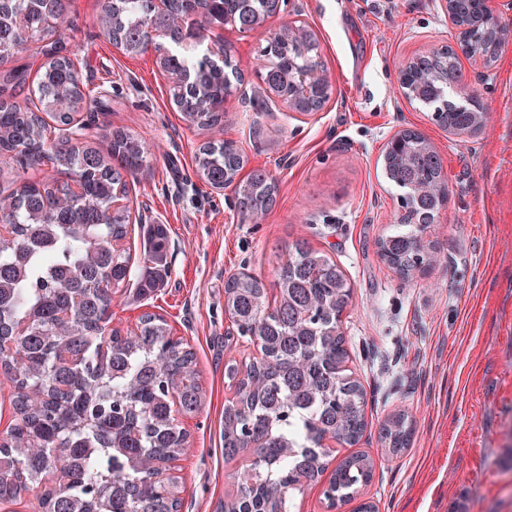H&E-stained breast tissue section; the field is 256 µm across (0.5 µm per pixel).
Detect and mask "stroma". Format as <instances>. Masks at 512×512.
Wrapping results in <instances>:
<instances>
[{
	"label": "stroma",
	"instance_id": "1",
	"mask_svg": "<svg viewBox=\"0 0 512 512\" xmlns=\"http://www.w3.org/2000/svg\"><path fill=\"white\" fill-rule=\"evenodd\" d=\"M71 2L65 38L85 88L105 97L103 111L80 121L101 149L118 128L153 147L127 191L120 247L139 277L142 225H166L170 273L150 298L117 292L110 326L127 331L143 313L161 315L196 355L202 406L181 418L188 448L166 464L182 479L180 512H221L230 472L221 423L233 397L224 365L261 355L225 315L224 283L247 271L274 285L299 240L326 252L354 286L342 318L345 371L367 391V429L329 461L365 453L374 475L339 512L366 501L377 512H512V44L487 69L462 59L466 93L491 112L484 127L457 135L433 121L432 108L405 99L399 82L407 60L453 43L445 0H303L301 14L282 6L261 30L226 27L222 44L242 82L224 104L222 137L244 152L246 170H266L276 185L255 222L240 215L233 186L198 178L196 150L211 133L173 106L155 52L125 55L91 23L99 0ZM294 19L334 81L325 106L302 117L274 102L256 74L266 35ZM402 130L430 143L448 181V202L425 231L436 258L409 278L377 247L398 229L383 149ZM399 412L412 417L414 434L393 454L379 429Z\"/></svg>",
	"mask_w": 512,
	"mask_h": 512
}]
</instances>
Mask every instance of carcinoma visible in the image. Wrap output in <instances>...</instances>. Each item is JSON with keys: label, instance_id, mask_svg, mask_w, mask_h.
Returning a JSON list of instances; mask_svg holds the SVG:
<instances>
[{"label": "carcinoma", "instance_id": "cac0c4a2", "mask_svg": "<svg viewBox=\"0 0 512 512\" xmlns=\"http://www.w3.org/2000/svg\"><path fill=\"white\" fill-rule=\"evenodd\" d=\"M69 0H0V65L22 57L33 43L46 57L37 98L18 99L26 70H0V157L25 169L48 159L60 177L24 182L0 195V223L11 236L0 239V367L13 385L18 424L0 438V502L37 490L33 512H179L180 480L156 479L159 464L188 444L177 415L201 407L195 356L172 341L167 321L144 313L137 330L108 328L112 300L131 274L130 256L116 247L128 233L130 212L112 202L127 193V179L147 166L149 149L135 135L114 130L103 153L66 127L102 99L84 89L64 37ZM276 0H170L169 13L191 19L192 37L169 25L153 0H104L97 23L109 40L131 57L156 53L167 72H187L194 82L173 80L170 100L193 126L221 131L220 105L237 72L224 48L197 49L210 27L224 22L251 29L257 11L274 10ZM474 27L483 14L476 0L458 5ZM170 30L167 44L149 45L146 27ZM496 55L483 31L418 57L414 70L433 72L419 95L435 106V120L463 129L471 116L444 106L440 81L453 87L460 56ZM260 77L293 97L299 78L321 64L309 49L272 38L261 49ZM52 120L47 123L41 114ZM197 174L214 188L226 185L245 160L231 141L216 136L195 156ZM387 178L401 191L405 230L379 243L383 259L404 275L434 261L421 230L448 196L441 160L420 135L408 132L385 148ZM242 214L265 211L275 184L263 170L235 186ZM143 274L138 293L163 286L169 273V232L164 224L142 225ZM275 305L267 302L262 278L239 273L224 284V313L241 336L258 341L261 357L228 363L224 374L235 387L224 404V461H243L224 495V512H288L290 492L316 481L327 469L326 438L352 443L364 432L366 392L344 373L347 357L340 316L353 287L326 254L298 241L281 262L274 283ZM412 421L399 413L380 429L385 447H409ZM52 476L54 486L43 485ZM373 478L364 454L336 465L326 497L339 507Z\"/></svg>", "mask_w": 512, "mask_h": 512}]
</instances>
